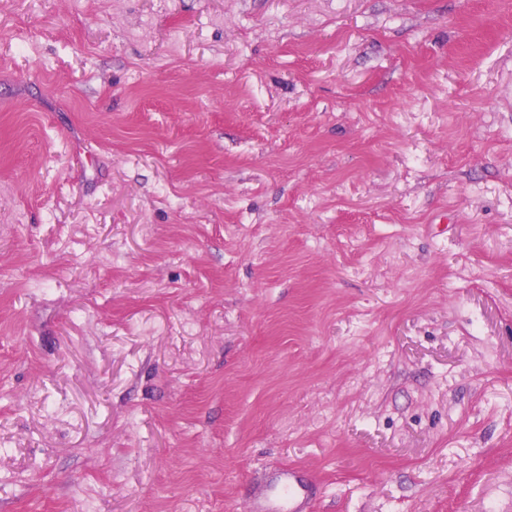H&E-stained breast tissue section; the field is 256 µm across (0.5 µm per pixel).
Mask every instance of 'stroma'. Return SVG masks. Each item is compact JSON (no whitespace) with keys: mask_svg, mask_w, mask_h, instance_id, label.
<instances>
[{"mask_svg":"<svg viewBox=\"0 0 512 512\" xmlns=\"http://www.w3.org/2000/svg\"><path fill=\"white\" fill-rule=\"evenodd\" d=\"M512 512V0H0V512ZM314 481L293 466L276 468L259 493L250 498L249 512H308Z\"/></svg>","mask_w":512,"mask_h":512,"instance_id":"obj_1","label":"stroma"}]
</instances>
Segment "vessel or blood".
Returning <instances> with one entry per match:
<instances>
[{
  "instance_id": "obj_1",
  "label": "vessel or blood",
  "mask_w": 512,
  "mask_h": 512,
  "mask_svg": "<svg viewBox=\"0 0 512 512\" xmlns=\"http://www.w3.org/2000/svg\"><path fill=\"white\" fill-rule=\"evenodd\" d=\"M313 489L314 481L307 473L279 466L250 498L248 512H307Z\"/></svg>"
}]
</instances>
